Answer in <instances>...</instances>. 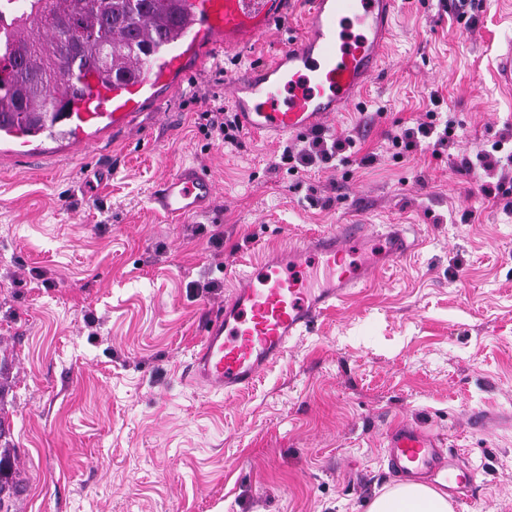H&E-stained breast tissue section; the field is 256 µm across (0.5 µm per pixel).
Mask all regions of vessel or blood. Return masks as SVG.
<instances>
[{
	"label": "vessel or blood",
	"instance_id": "vessel-or-blood-1",
	"mask_svg": "<svg viewBox=\"0 0 512 512\" xmlns=\"http://www.w3.org/2000/svg\"><path fill=\"white\" fill-rule=\"evenodd\" d=\"M192 27L154 68L148 81L117 87L87 71L85 91L74 106L78 130L109 122L127 125L147 103L149 89L176 90L177 78L204 42L243 47L254 37L283 35L280 55L269 66L239 71L230 100L246 133L301 134L353 105L361 88L379 75L381 50L398 0H308L307 27L287 35L288 0H190ZM215 193L212 178L185 168L150 195L156 210L190 219L204 212ZM387 246L383 262L349 268L343 258L371 241ZM416 246L404 225L376 233L368 224H341L266 255L239 273L223 308L207 315L194 358L196 384L227 393L252 385L312 329L336 302L385 265L401 264ZM390 473L419 483H446L460 506L471 505L477 474L447 450L440 434L402 423L385 435Z\"/></svg>",
	"mask_w": 512,
	"mask_h": 512
}]
</instances>
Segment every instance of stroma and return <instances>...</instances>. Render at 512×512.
<instances>
[{
  "label": "stroma",
  "instance_id": "1",
  "mask_svg": "<svg viewBox=\"0 0 512 512\" xmlns=\"http://www.w3.org/2000/svg\"><path fill=\"white\" fill-rule=\"evenodd\" d=\"M512 0H400L378 80L328 122L351 138L334 167L289 169L281 139L208 138L232 70L270 61L278 37L156 88L126 130L91 145L0 143V447L17 451L15 512H367L393 488L390 423L444 435L477 472L473 512H512V180L480 149L512 135L494 79ZM453 118L447 146L392 147L396 131ZM365 133H358L362 121ZM370 165H363L365 156ZM210 174L208 210L170 220L153 186ZM106 182L87 189L93 171ZM413 225L416 249L337 303L249 389L189 382L202 319L234 275L336 224ZM489 413L471 426L473 411Z\"/></svg>",
  "mask_w": 512,
  "mask_h": 512
}]
</instances>
